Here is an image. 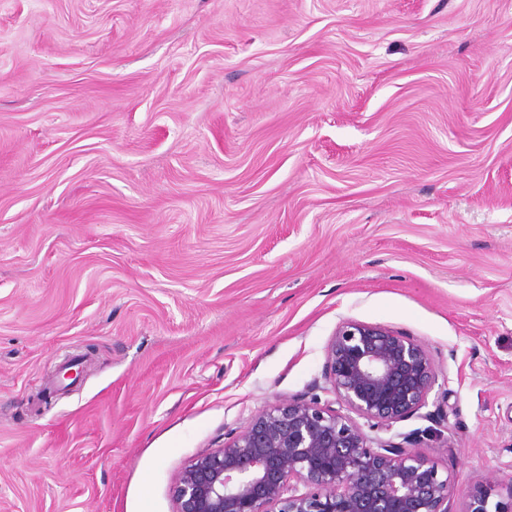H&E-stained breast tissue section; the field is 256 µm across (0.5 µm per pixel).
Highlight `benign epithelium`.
<instances>
[{"label":"benign epithelium","mask_w":512,"mask_h":512,"mask_svg":"<svg viewBox=\"0 0 512 512\" xmlns=\"http://www.w3.org/2000/svg\"><path fill=\"white\" fill-rule=\"evenodd\" d=\"M324 375L339 408L316 399L264 406L224 447L184 467L172 490L176 512H512V484L507 506L481 486L462 495L411 448L419 433L367 434L428 406L438 373L423 344L345 320L327 344Z\"/></svg>","instance_id":"1"}]
</instances>
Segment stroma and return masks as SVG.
<instances>
[{"label":"stroma","instance_id":"obj_1","mask_svg":"<svg viewBox=\"0 0 512 512\" xmlns=\"http://www.w3.org/2000/svg\"><path fill=\"white\" fill-rule=\"evenodd\" d=\"M348 319L507 500L512 0H0V512H175Z\"/></svg>","mask_w":512,"mask_h":512}]
</instances>
